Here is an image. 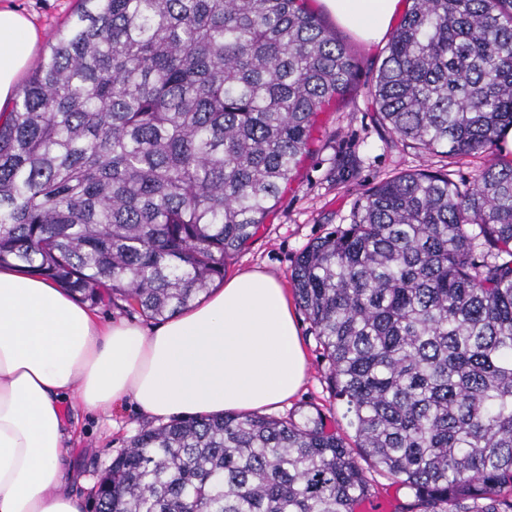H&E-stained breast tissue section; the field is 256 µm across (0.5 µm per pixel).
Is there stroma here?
Returning <instances> with one entry per match:
<instances>
[{
	"label": "stroma",
	"mask_w": 512,
	"mask_h": 512,
	"mask_svg": "<svg viewBox=\"0 0 512 512\" xmlns=\"http://www.w3.org/2000/svg\"><path fill=\"white\" fill-rule=\"evenodd\" d=\"M306 4L357 59V77L343 99L318 114L311 154L283 190L264 231L228 261L225 273L229 276L259 268L290 284L291 270L303 249L336 226L349 224L356 202L376 183L429 169L449 173L452 180L465 186L472 184L488 160L484 154L429 155L398 138L376 111L371 97L386 55L385 43L366 45L325 13L319 0H306ZM0 5L15 7L33 22L41 34L37 54L44 57L49 53L51 34L64 29L78 0H0ZM295 316L307 354L306 378L288 404L272 409L271 414L299 418L319 412L329 418L341 417L344 405L334 398L326 380L321 348L303 310H296ZM64 415L75 430L69 443L75 474L72 488L88 503L102 470L150 419L130 402L107 413H93L75 399L65 403Z\"/></svg>",
	"instance_id": "obj_1"
}]
</instances>
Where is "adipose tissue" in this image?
<instances>
[{
  "label": "adipose tissue",
  "mask_w": 512,
  "mask_h": 512,
  "mask_svg": "<svg viewBox=\"0 0 512 512\" xmlns=\"http://www.w3.org/2000/svg\"><path fill=\"white\" fill-rule=\"evenodd\" d=\"M371 45L401 0H319ZM40 36L0 8V109L16 98ZM306 356L280 282L259 270L226 279L203 301L145 329L101 322L44 277L0 267V512H82L70 486L63 405L89 411L134 401L150 417L261 412L300 389Z\"/></svg>",
  "instance_id": "1"
}]
</instances>
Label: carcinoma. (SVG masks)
Returning a JSON list of instances; mask_svg holds the SVG:
<instances>
[{"instance_id":"carcinoma-1","label":"carcinoma","mask_w":512,"mask_h":512,"mask_svg":"<svg viewBox=\"0 0 512 512\" xmlns=\"http://www.w3.org/2000/svg\"><path fill=\"white\" fill-rule=\"evenodd\" d=\"M374 99L427 154L512 129V0H410ZM356 60L302 0H82L0 112V266L171 318L224 279ZM352 434L321 413L145 426L93 512H512V157L403 173L291 274ZM367 476L371 483L376 510L368 511L372 510L369 498L362 501L358 510L364 512H400L401 507L408 502L407 490L383 471L370 469Z\"/></svg>"}]
</instances>
